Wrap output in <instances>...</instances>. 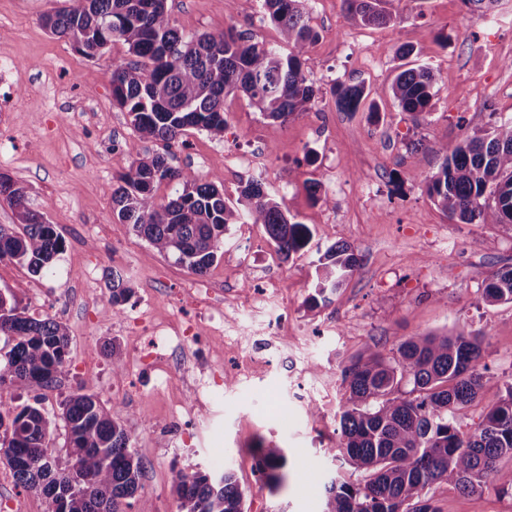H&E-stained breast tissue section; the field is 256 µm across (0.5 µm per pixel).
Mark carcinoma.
Listing matches in <instances>:
<instances>
[{
    "label": "carcinoma",
    "instance_id": "cac0c4a2",
    "mask_svg": "<svg viewBox=\"0 0 512 512\" xmlns=\"http://www.w3.org/2000/svg\"><path fill=\"white\" fill-rule=\"evenodd\" d=\"M166 0H75L72 7L42 17L44 26L93 58L122 42L134 59L112 62V100L124 108L133 130L144 139L168 142L185 130L224 135V99L241 91L274 120L307 110L315 96L303 71V57L317 38L308 24L304 0H263L281 37L278 46L232 30L184 35L172 22ZM384 0H344L349 18L380 26L390 16ZM436 75L417 65L397 73L394 100L415 117L429 112ZM337 106L358 110L367 98L361 84L332 88ZM443 161L426 192L446 214L463 224H512V125L493 126L442 147ZM176 181L182 192L158 199L155 185ZM0 198L18 215L22 231L0 225V261L48 268L63 240L44 215L28 207L26 189L0 175ZM112 211L132 225L153 249L196 275L207 273L222 256L230 224H261L277 251L290 257L305 249L312 231L284 211L263 184L253 180L232 201L212 182L171 165L166 153L136 159L112 191ZM315 295L338 288L359 266L345 241L319 258ZM131 289L112 274V304ZM490 303H512V267L499 270L484 288ZM0 335L9 350L0 354V451L17 482L42 499L44 512H124L123 503L141 488L144 465L132 451L134 437L94 395L76 392L60 405L67 428L66 465L54 448L56 421L36 406L14 411L17 392L32 384L52 386L67 374L68 336L51 316L33 318L15 295L0 293ZM479 331L426 333L399 342L390 352H369L343 370L336 447L361 476L357 483L334 482L323 512H438L427 489L445 483L468 493L493 487L512 492V383L487 406L469 431L458 418L475 401L482 375ZM105 355L112 372L124 363L119 346ZM266 484L278 487L287 456L281 448L258 445ZM177 512H245L244 493L232 471L175 472Z\"/></svg>",
    "mask_w": 512,
    "mask_h": 512
}]
</instances>
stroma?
<instances>
[{"mask_svg": "<svg viewBox=\"0 0 512 512\" xmlns=\"http://www.w3.org/2000/svg\"><path fill=\"white\" fill-rule=\"evenodd\" d=\"M71 4L0 0V53L15 66L12 82L0 83V174L26 188L30 208L64 240L40 275L0 261V293L15 294L32 317L55 318L69 339L66 377L21 390L15 408L36 403L53 416L79 390L110 409L135 434L144 464L126 512H176L174 470L210 471L214 454L244 490L246 512H322L330 481L358 480L336 446L341 370L410 336L484 334L482 388L461 415L462 425L477 423L512 381V303L483 298L492 276L512 266V224L450 219L426 180L441 145L512 121V0H500L487 21L462 0H387L391 20L381 27L351 21L343 0H306L318 34L303 58L316 91L307 111L282 123L238 94L224 101L223 135L190 129L167 144L140 138L112 101V63L128 58L127 45L90 59L43 26V15ZM166 8L188 36L233 28L279 40L262 0H166ZM404 47L437 77L430 111L417 120L391 91ZM338 83L363 84L377 112L340 110L331 92ZM162 152L201 180H221L231 199L262 181L311 228L310 244L286 259L262 225L232 224L206 275L159 255L114 216L112 190L135 159ZM314 182L330 205L310 198ZM340 240L360 265L312 305L318 252ZM116 270L132 290L117 306ZM269 279L281 291L266 298ZM277 309L288 319L274 333L267 322ZM166 323L195 336L171 378L134 358L141 348L165 352L153 330ZM110 340L122 353L120 378L103 353ZM259 443L287 456L277 490L259 473ZM428 495L438 512H512V494L491 488L471 495L442 483Z\"/></svg>", "mask_w": 512, "mask_h": 512, "instance_id": "stroma-1", "label": "stroma"}]
</instances>
